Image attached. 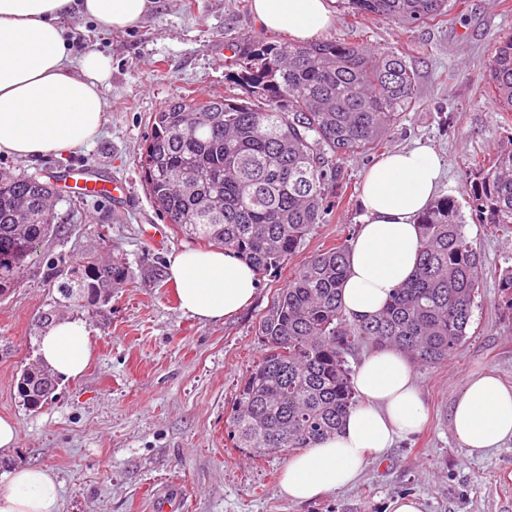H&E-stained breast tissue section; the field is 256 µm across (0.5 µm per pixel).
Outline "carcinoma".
Listing matches in <instances>:
<instances>
[{
    "label": "carcinoma",
    "mask_w": 512,
    "mask_h": 512,
    "mask_svg": "<svg viewBox=\"0 0 512 512\" xmlns=\"http://www.w3.org/2000/svg\"><path fill=\"white\" fill-rule=\"evenodd\" d=\"M362 18L405 26L448 16V0H339ZM240 97L190 96L149 116L138 167L146 190L175 230L218 245L271 273L300 252L337 207L339 160L369 155L413 107L414 73L399 50H367L340 38L309 44L247 40L227 45ZM499 109L512 112V36L501 37L485 77ZM198 119L188 124L191 109ZM478 183L468 206L481 224L512 230V148L487 168L468 159ZM54 186L0 172V295L15 273L59 232ZM222 199L220 207L211 197ZM419 262L377 317L342 306L352 236L299 263L258 322L262 353L241 381L226 418L235 448L261 457L312 448L356 406L347 356L361 345L394 347L421 365L448 360L467 342L483 282L480 253L465 234L462 207L440 198L418 217ZM61 299L98 314L129 279L126 263L89 256L49 268ZM45 364L22 371L17 391L31 408L54 392Z\"/></svg>",
    "instance_id": "carcinoma-1"
}]
</instances>
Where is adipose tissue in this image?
<instances>
[{
    "label": "adipose tissue",
    "instance_id": "adipose-tissue-1",
    "mask_svg": "<svg viewBox=\"0 0 512 512\" xmlns=\"http://www.w3.org/2000/svg\"><path fill=\"white\" fill-rule=\"evenodd\" d=\"M331 2L252 0V13L264 29L305 43L333 27ZM151 7V0H0V153L20 159L61 156L93 142L102 127V86L112 62L96 49L72 57L64 21L77 9L102 30L124 31L136 28ZM441 177L442 163L426 146L382 155L366 170L363 222L342 290L351 319L374 318L393 290L412 277L420 249L417 217ZM166 271L181 308L204 322L235 315L258 288L249 264L221 248L172 253ZM39 351L66 379L78 378L92 356L86 327L68 319L43 336ZM353 385L361 401L336 433L289 459L279 485L289 500H312L351 486L370 459L425 423L413 366L398 350L372 351L357 367ZM450 425L473 454L512 441V388L487 372L470 376ZM59 507L60 485L47 468L20 465L0 480V512Z\"/></svg>",
    "mask_w": 512,
    "mask_h": 512
}]
</instances>
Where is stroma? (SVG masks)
<instances>
[{
    "label": "stroma",
    "mask_w": 512,
    "mask_h": 512,
    "mask_svg": "<svg viewBox=\"0 0 512 512\" xmlns=\"http://www.w3.org/2000/svg\"><path fill=\"white\" fill-rule=\"evenodd\" d=\"M333 11L328 38L400 49L415 74V105L392 127L383 152L431 147L444 164L438 197L466 202L463 160L512 147V120L501 121L483 81L497 40L512 34V0H451L446 21L413 28L356 19L338 5ZM66 28L76 36L74 54L94 48L112 58L102 132L63 157L0 154V171L48 181L73 164L95 162L125 196L91 197L75 212L68 194L58 193L54 209L64 234L47 238L16 288L0 296V417L11 418L18 433L15 450L0 456V479L21 464L52 470L61 484L60 512H153L160 499L171 512H390V503L405 495L419 499L423 512H512V442L472 455L449 423L468 375L492 372L512 387V310L501 288L512 266V234L473 219L465 226L483 260V288L467 343L441 365L415 368L428 408L421 433L369 463L352 487L292 502L279 492L288 453L251 457L233 448L225 432L240 382L261 354L258 321L292 268L259 276L255 298L234 317L210 323L185 313L169 281L156 285L144 274L198 243L165 224L136 167L150 113L187 94L240 95L225 64L228 44L288 35L258 25L251 0H156L128 31L101 33L78 13ZM370 164L360 156L341 160L343 198L304 252L343 241L358 227ZM99 252L125 262L131 281L113 290L106 317L59 308V317L86 326L92 358L80 378L59 380L51 400L29 408L16 383L39 357L37 320L51 298L47 267Z\"/></svg>",
    "instance_id": "stroma-1"
}]
</instances>
